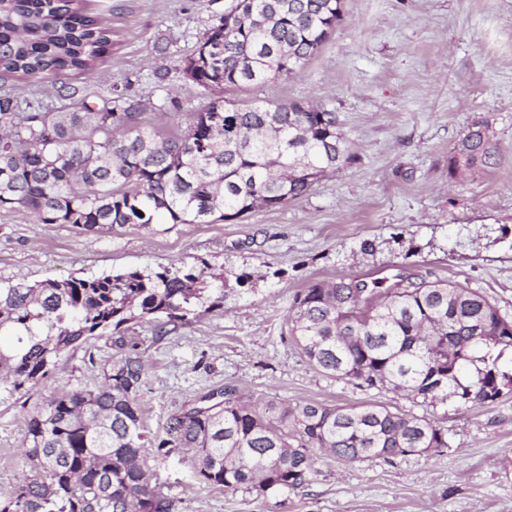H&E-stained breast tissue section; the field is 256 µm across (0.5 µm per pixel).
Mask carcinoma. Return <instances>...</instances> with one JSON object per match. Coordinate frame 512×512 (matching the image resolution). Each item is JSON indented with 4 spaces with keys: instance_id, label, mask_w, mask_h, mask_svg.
I'll use <instances>...</instances> for the list:
<instances>
[{
    "instance_id": "carcinoma-1",
    "label": "carcinoma",
    "mask_w": 512,
    "mask_h": 512,
    "mask_svg": "<svg viewBox=\"0 0 512 512\" xmlns=\"http://www.w3.org/2000/svg\"><path fill=\"white\" fill-rule=\"evenodd\" d=\"M84 0H0V73L39 82L90 72L112 50V29ZM343 0H236L184 63L191 82L217 97L178 132L143 119V104L113 97L66 110L18 111L0 95V208L81 234L134 226L238 219L309 194L320 177L355 158L336 112L322 105L224 97L303 68L341 21ZM499 151L486 125L469 127L448 158L452 174L485 171ZM252 274L184 263L156 269L0 286V383L34 401L28 471L0 491V512H178L152 483L150 457L193 456V477L230 492L281 497L308 484L315 452L344 462L448 447L447 429L384 405H281L275 419L230 388L172 413L164 436L144 425L146 368L124 333L158 335L200 308L224 306ZM292 335L317 369L398 396L461 406L493 404L512 391V321L460 284L398 275L316 281L296 294ZM117 335L119 355L92 389L34 399L59 356Z\"/></svg>"
}]
</instances>
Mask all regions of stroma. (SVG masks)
Masks as SVG:
<instances>
[{
    "label": "stroma",
    "instance_id": "35a3bbf8",
    "mask_svg": "<svg viewBox=\"0 0 512 512\" xmlns=\"http://www.w3.org/2000/svg\"><path fill=\"white\" fill-rule=\"evenodd\" d=\"M228 0H88L112 27V51L96 71L62 83L96 101L124 89L144 119L174 131L210 101L184 73ZM20 104L60 108L48 83L0 77ZM245 99L319 102L335 111L355 161L307 196L276 208L166 233L135 227L79 234L0 209V283L90 277L206 259L253 273L252 289L221 309L189 317L166 336L135 339L146 364L143 419L162 432L197 397L234 388L260 411L280 402L379 403L448 428L446 448L344 463L318 456L310 482L285 497L226 492L197 483L188 456L159 463L162 491L180 512H512V392L492 405L410 400L315 369L290 334L296 293L337 277L404 274L479 291L512 320V0H344L343 18L302 70L248 89ZM488 123L497 166L451 175L463 132ZM374 252L364 253L363 240ZM284 270L275 278V270ZM117 352L112 338L64 352L42 395L94 388ZM27 416L0 395V490L27 469Z\"/></svg>",
    "mask_w": 512,
    "mask_h": 512
}]
</instances>
